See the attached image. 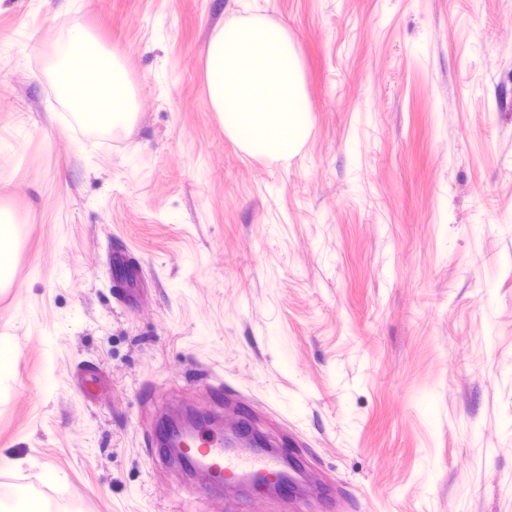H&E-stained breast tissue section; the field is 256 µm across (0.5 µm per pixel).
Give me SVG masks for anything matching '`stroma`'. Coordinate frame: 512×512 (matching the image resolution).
<instances>
[{"mask_svg": "<svg viewBox=\"0 0 512 512\" xmlns=\"http://www.w3.org/2000/svg\"><path fill=\"white\" fill-rule=\"evenodd\" d=\"M257 16L308 95L284 162L207 93ZM76 35L131 122L62 93ZM4 213L0 512L44 469L59 512H512V0H0ZM183 407L288 446L304 497L200 495L153 441ZM112 95H113V113L106 114L103 117V113L87 112V118L99 124L100 126H106L110 122L118 119L123 114L122 112H132V106L127 105L126 90L124 75L120 68L114 66V60L112 63Z\"/></svg>", "mask_w": 512, "mask_h": 512, "instance_id": "35a3bbf8", "label": "stroma"}]
</instances>
